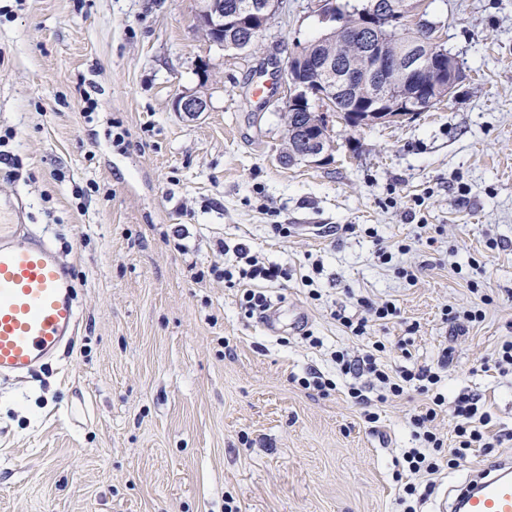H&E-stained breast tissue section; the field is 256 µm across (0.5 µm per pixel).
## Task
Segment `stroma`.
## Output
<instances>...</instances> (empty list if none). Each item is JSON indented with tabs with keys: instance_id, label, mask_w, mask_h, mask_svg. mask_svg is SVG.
I'll return each mask as SVG.
<instances>
[{
	"instance_id": "stroma-1",
	"label": "stroma",
	"mask_w": 512,
	"mask_h": 512,
	"mask_svg": "<svg viewBox=\"0 0 512 512\" xmlns=\"http://www.w3.org/2000/svg\"><path fill=\"white\" fill-rule=\"evenodd\" d=\"M198 6L0 0V197L26 198L80 310L55 363L0 381V512H402L410 481L431 487L419 512H433L512 441L411 478L402 456L427 397L407 389L366 422L331 354L378 340L392 369L447 357L444 442L463 392L512 430V374L487 366L512 339V0H422L462 64L453 97L365 129L332 119L330 158L290 165L282 113L252 89L321 36L313 0H288L251 50L209 43ZM203 61L211 107L190 120L173 102ZM221 240L287 268L252 283L278 308L274 331L211 274L234 262ZM361 297L397 313L356 337L332 313ZM477 305L480 321L443 314ZM313 370L336 390L299 386Z\"/></svg>"
}]
</instances>
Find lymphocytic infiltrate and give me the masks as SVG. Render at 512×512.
<instances>
[{
    "label": "lymphocytic infiltrate",
    "instance_id": "obj_1",
    "mask_svg": "<svg viewBox=\"0 0 512 512\" xmlns=\"http://www.w3.org/2000/svg\"><path fill=\"white\" fill-rule=\"evenodd\" d=\"M236 258V269H222L221 277L225 280L240 279L251 282L264 280L274 282L287 278L288 271L282 266L271 264L260 259L252 253L247 244L239 243L233 248ZM360 312L345 314L335 312L334 317L352 335H365L371 322L385 321L397 312V307L392 301L374 303L368 299H360ZM382 342H374L372 350L361 356H352L344 351H336L332 359L339 367L342 374L353 377L369 376L370 383L366 386L351 385L348 394L356 403L365 406L364 416L367 421H377L378 415L371 411L372 402H388L400 397L406 386H413L420 393L426 394L430 400L424 412L415 414L412 419L414 437L418 440V447L409 449L403 456L406 470L412 475V482L406 483L403 487L404 499L408 506L405 512H416L413 501L418 493L415 483L416 478L435 474L439 471L440 460H447L449 466H456L459 460L467 458L473 449L492 448L502 441L512 440V431H492V414L485 407L479 394L462 393L455 400L453 410V433L452 443H444L443 439L436 433L433 422L437 417V409L442 406L445 396L441 391L442 377L439 372L431 367H420L417 369L401 368L391 371L378 363L377 352L383 351ZM375 389L376 398H369L367 389Z\"/></svg>",
    "mask_w": 512,
    "mask_h": 512
}]
</instances>
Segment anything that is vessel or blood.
<instances>
[{"instance_id": "vessel-or-blood-1", "label": "vessel or blood", "mask_w": 512, "mask_h": 512, "mask_svg": "<svg viewBox=\"0 0 512 512\" xmlns=\"http://www.w3.org/2000/svg\"><path fill=\"white\" fill-rule=\"evenodd\" d=\"M79 309L53 244L20 220L0 223V378H21L71 345ZM440 512H512V461L497 460L443 491Z\"/></svg>"}]
</instances>
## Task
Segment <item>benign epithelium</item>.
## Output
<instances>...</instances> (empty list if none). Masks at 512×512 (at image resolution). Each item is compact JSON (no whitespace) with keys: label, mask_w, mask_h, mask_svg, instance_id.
I'll return each mask as SVG.
<instances>
[{"label":"benign epithelium","mask_w":512,"mask_h":512,"mask_svg":"<svg viewBox=\"0 0 512 512\" xmlns=\"http://www.w3.org/2000/svg\"><path fill=\"white\" fill-rule=\"evenodd\" d=\"M317 2L327 29L316 45L327 54L314 57L300 45L281 72L287 88L281 110L292 114L282 162L318 163L329 156L326 112L338 109V99L343 122L355 129L414 117L451 98L461 71L416 0H369L350 23L338 19L335 0ZM282 4L236 0L226 8L224 0H200L195 25L213 44L246 49ZM412 32L417 39L406 38ZM175 110L195 120L210 110V100L186 91Z\"/></svg>","instance_id":"benign-epithelium-1"}]
</instances>
